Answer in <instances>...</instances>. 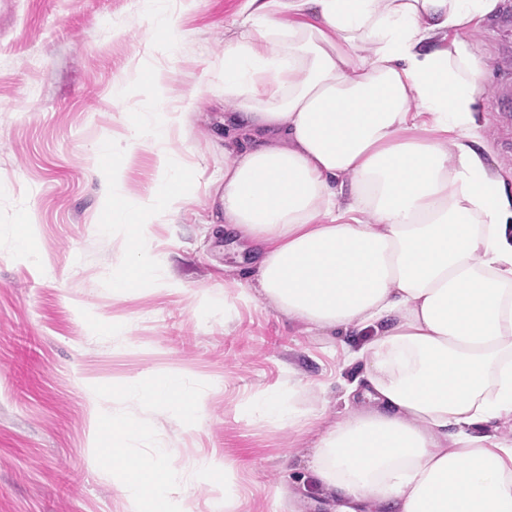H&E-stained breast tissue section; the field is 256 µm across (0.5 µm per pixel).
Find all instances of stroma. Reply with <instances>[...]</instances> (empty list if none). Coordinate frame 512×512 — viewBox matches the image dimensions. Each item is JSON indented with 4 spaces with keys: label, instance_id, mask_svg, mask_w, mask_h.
Wrapping results in <instances>:
<instances>
[{
    "label": "stroma",
    "instance_id": "35a3bbf8",
    "mask_svg": "<svg viewBox=\"0 0 512 512\" xmlns=\"http://www.w3.org/2000/svg\"><path fill=\"white\" fill-rule=\"evenodd\" d=\"M246 0H178V43H150L143 0H0V512H128L109 469L97 464L94 415L135 416L191 476L208 455L236 476L237 512H339L312 477L323 428L341 420L345 366L339 334L313 335L264 300L224 306L225 286L253 271L254 250L225 233L206 186L224 177V28ZM485 58L477 107L498 163L512 171V0L468 34ZM171 72L169 109H185L175 149L195 173L189 201L148 227L163 265L158 284L113 297L102 281L123 257L122 235L102 236L99 151L125 138L120 97L144 64ZM121 190L158 180L146 142L123 159ZM30 220V249L15 226ZM109 325L112 335L99 336ZM178 374L201 397L195 424L128 396V382ZM294 380L318 424L282 427L249 408Z\"/></svg>",
    "mask_w": 512,
    "mask_h": 512
}]
</instances>
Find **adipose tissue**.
I'll return each instance as SVG.
<instances>
[{
	"instance_id": "obj_1",
	"label": "adipose tissue",
	"mask_w": 512,
	"mask_h": 512,
	"mask_svg": "<svg viewBox=\"0 0 512 512\" xmlns=\"http://www.w3.org/2000/svg\"><path fill=\"white\" fill-rule=\"evenodd\" d=\"M498 0H246L224 35V228L257 253L263 298L309 330L370 332L348 414L310 469L344 512H512V178L475 105L485 62L467 34ZM131 392L188 423L170 376ZM297 384L259 417L306 416ZM97 430L132 512H184L167 449L136 455L130 415ZM196 476L236 512L222 460Z\"/></svg>"
}]
</instances>
